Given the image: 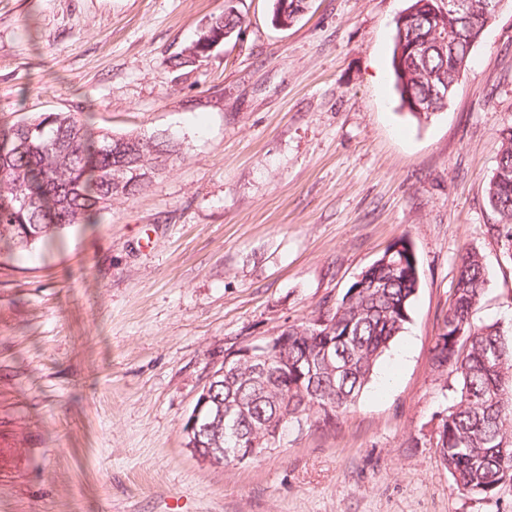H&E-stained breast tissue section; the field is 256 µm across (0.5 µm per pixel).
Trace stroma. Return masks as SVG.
I'll list each match as a JSON object with an SVG mask.
<instances>
[{"instance_id":"35a3bbf8","label":"stroma","mask_w":512,"mask_h":512,"mask_svg":"<svg viewBox=\"0 0 512 512\" xmlns=\"http://www.w3.org/2000/svg\"><path fill=\"white\" fill-rule=\"evenodd\" d=\"M407 0H308L171 59L224 0H0V120L79 112L163 131L183 154L135 199L28 253L0 251V512H512V482L461 493L435 448L457 400L431 365L460 256L512 327V259L486 186L512 125V0L447 107L419 122L390 66ZM411 318L336 424L229 467L183 426L227 348L310 318L399 238ZM304 2V0H270L272 23H280L283 18L284 21L293 24L301 16L298 13ZM204 35H206V32L200 33L196 40H194L190 45H188L179 55L175 56L171 60L172 67L181 68L184 66H189V64L195 63L196 61L191 59L190 57L192 55L199 56L201 57L200 59L208 57L210 53L217 47V44L211 48V52L206 53L207 47H210L212 44L215 43V41H211L209 44L208 41H203V44L201 37ZM186 51L190 53L189 56L185 55ZM200 59L197 61H200Z\"/></svg>"}]
</instances>
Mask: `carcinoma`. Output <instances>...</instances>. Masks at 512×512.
Segmentation results:
<instances>
[{
    "label": "carcinoma",
    "mask_w": 512,
    "mask_h": 512,
    "mask_svg": "<svg viewBox=\"0 0 512 512\" xmlns=\"http://www.w3.org/2000/svg\"><path fill=\"white\" fill-rule=\"evenodd\" d=\"M441 0H409L403 23L396 24L392 69L402 105L417 120L428 119L445 106L447 84L464 71L472 47L470 27L483 22L479 12L468 18L444 16ZM304 0H270L271 21L292 24ZM215 27L234 33L243 16L234 4L213 16ZM448 41H438L442 32ZM197 38L171 60L181 68L208 57ZM425 111L420 112L416 106ZM31 128L20 143V128ZM135 134L89 132L76 113H45L34 120L0 123V249L27 251L74 224H84L118 200L140 195L151 176L181 157V144L168 133L153 135L166 157L125 155L121 147ZM500 150L488 183L489 204L498 217L496 232L512 259V126L499 133ZM73 146L70 163L58 168L57 145ZM144 169L150 177L134 179L127 194L109 195L105 177L117 164ZM28 198L22 205L18 197ZM415 254L405 238L388 246L361 271L345 294L321 306L310 319L279 331L288 337L274 355L275 372L258 380L247 366L218 379L214 398L224 407L246 412L234 427L224 425L216 409L210 422L220 429L222 448L268 446L279 420L302 415L317 427L336 423L355 405L372 380L376 365L404 332L419 287ZM487 287L481 258L468 251L460 257L452 301L433 347L432 365L458 379L457 402L441 419L435 448L442 465L462 492L491 497L512 481V346L499 324L477 326L473 310ZM331 349L344 362L343 375L331 378L320 355ZM314 363V370L308 369Z\"/></svg>",
    "instance_id": "1"
}]
</instances>
